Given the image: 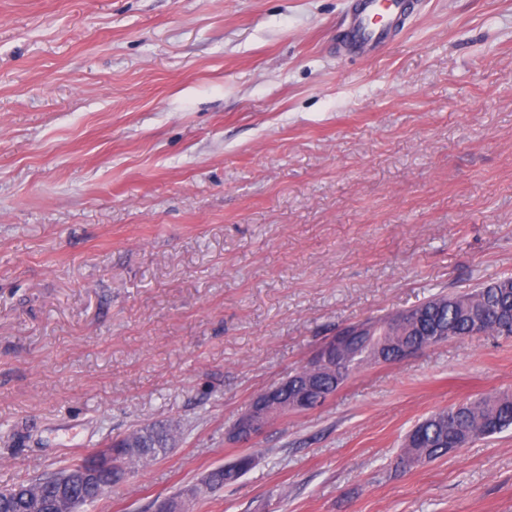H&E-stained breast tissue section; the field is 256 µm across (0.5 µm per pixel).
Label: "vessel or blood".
<instances>
[{"label": "vessel or blood", "instance_id": "vessel-or-blood-1", "mask_svg": "<svg viewBox=\"0 0 512 512\" xmlns=\"http://www.w3.org/2000/svg\"><path fill=\"white\" fill-rule=\"evenodd\" d=\"M414 10V0H353L343 44L353 54L377 50L399 34Z\"/></svg>", "mask_w": 512, "mask_h": 512}]
</instances>
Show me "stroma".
<instances>
[{"instance_id": "1", "label": "stroma", "mask_w": 512, "mask_h": 512, "mask_svg": "<svg viewBox=\"0 0 512 512\" xmlns=\"http://www.w3.org/2000/svg\"><path fill=\"white\" fill-rule=\"evenodd\" d=\"M349 9L0 0V489L175 420L85 512H512V430L398 465L418 421L512 391V337L227 438L338 328L512 275V0H419L363 58ZM273 390L266 389L257 395H255L251 399V405L243 411L237 420L234 422L232 427L230 428V435H246L248 439L258 436L262 433L263 430L270 424L271 420L280 415H286L285 412H277L276 410L270 414V421L264 423L263 421L257 419L255 404L262 405L267 400L268 402H272L274 396L272 395ZM255 455L251 453L240 455L235 461L214 468L210 471L212 477V484L208 492L223 490L224 487H230L237 483V481L253 466L255 462ZM218 492V491H217Z\"/></svg>"}]
</instances>
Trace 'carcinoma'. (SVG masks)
<instances>
[{"label":"carcinoma","mask_w":512,"mask_h":512,"mask_svg":"<svg viewBox=\"0 0 512 512\" xmlns=\"http://www.w3.org/2000/svg\"><path fill=\"white\" fill-rule=\"evenodd\" d=\"M480 313L483 334L488 336H512V276L500 277L473 289L431 296L400 316L390 314L369 318L349 325L345 330L357 336L356 356L345 359V371L334 376H313L303 365L291 371L277 383L280 393L290 399L303 391L310 407L321 405L333 395L355 370L371 364L369 353L379 347L385 359H399V346L413 348V352L438 345L434 341L436 331L448 333L450 340H462L473 335V314ZM512 427V393L499 392L481 396L473 401L448 407L426 417L407 434L399 464L405 470L414 469L434 461L449 452L473 441L485 439ZM178 422L148 423L122 436L123 444L131 449L112 470H101L96 480L79 489L88 503L98 500L103 492L127 480L132 467L147 463L172 448L180 434ZM255 455L247 453L235 461L210 471L214 492L230 487L253 466ZM0 503L5 512H32L19 486L0 490Z\"/></svg>","instance_id":"cac0c4a2"}]
</instances>
